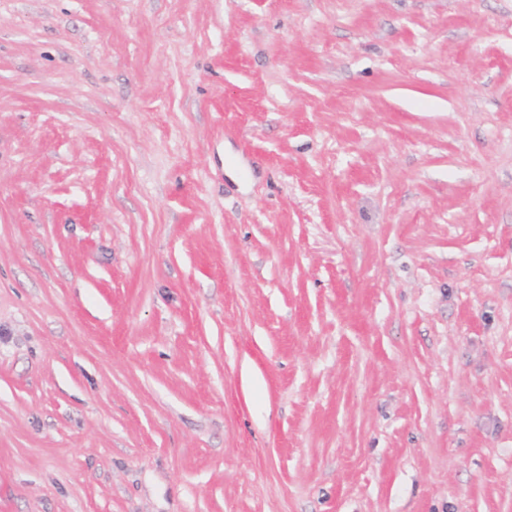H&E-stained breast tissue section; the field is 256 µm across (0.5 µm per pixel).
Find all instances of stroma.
Returning <instances> with one entry per match:
<instances>
[{
    "instance_id": "stroma-1",
    "label": "stroma",
    "mask_w": 512,
    "mask_h": 512,
    "mask_svg": "<svg viewBox=\"0 0 512 512\" xmlns=\"http://www.w3.org/2000/svg\"><path fill=\"white\" fill-rule=\"evenodd\" d=\"M0 512H512V0H0Z\"/></svg>"
}]
</instances>
